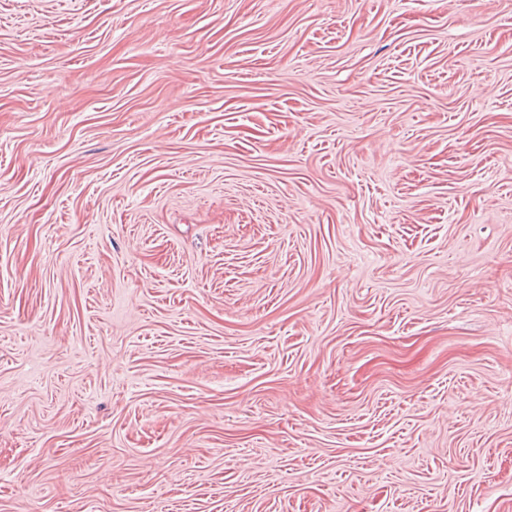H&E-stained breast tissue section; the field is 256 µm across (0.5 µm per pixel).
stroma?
I'll return each instance as SVG.
<instances>
[{
  "mask_svg": "<svg viewBox=\"0 0 512 512\" xmlns=\"http://www.w3.org/2000/svg\"><path fill=\"white\" fill-rule=\"evenodd\" d=\"M0 512H512V0H0Z\"/></svg>",
  "mask_w": 512,
  "mask_h": 512,
  "instance_id": "stroma-1",
  "label": "stroma"
}]
</instances>
